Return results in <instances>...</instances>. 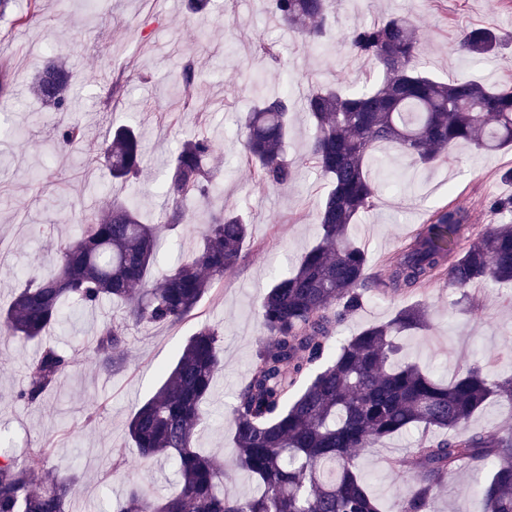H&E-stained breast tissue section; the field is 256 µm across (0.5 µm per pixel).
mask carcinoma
<instances>
[{
    "label": "carcinoma",
    "mask_w": 512,
    "mask_h": 512,
    "mask_svg": "<svg viewBox=\"0 0 512 512\" xmlns=\"http://www.w3.org/2000/svg\"><path fill=\"white\" fill-rule=\"evenodd\" d=\"M16 2L0 0V16L11 14L20 25L38 16L41 0H28L24 12L15 11ZM334 4L271 0L274 17L309 45L323 35ZM345 44L351 54L381 68L383 78L348 95L316 85L304 99L312 127L308 159L331 189L317 214L319 244L275 280L260 302L266 336L232 407L231 466L252 475L259 492L225 494L226 464L196 448L214 376L224 366L220 332L205 324L127 423L141 462L176 461V488L158 496L135 482L110 512H383L356 469V451L413 426L436 434L419 439L393 462L399 470L417 472L396 512H429L433 495L463 465L489 469L481 488L485 512H512V432L484 435L468 429L488 402L512 403V376L492 378L475 362L445 383L414 363L398 361L396 336L427 321L422 302L400 308L386 323L333 340L366 293L377 289L417 294L442 278L462 290L512 284V221L476 231L465 199L430 210L386 259L383 280L370 274L365 251L349 236L350 225L376 207L369 165L377 161L380 146H394L418 165L447 162L461 142L481 151L510 147L512 87L427 75L419 69V28L406 15L355 27ZM501 46L503 38L486 27L464 31L458 43L475 60ZM179 85L190 104L197 87L194 60L183 63ZM70 89L69 70L54 57L42 64L31 86L34 96L58 112L69 110ZM291 106L288 95L261 88L241 120L245 156L263 185L284 188L294 179L296 162L286 151ZM85 137L75 122L52 128L61 149H73ZM215 151L216 143L205 134L178 145L162 184L168 207L160 223H144L136 207L114 197L106 213L85 221L77 238L60 241L55 273L19 286L9 307L0 310V334L41 340L61 324L69 305L119 302L122 316L102 322L92 348L101 362L119 369L130 326L172 325L190 316L238 266L249 234L238 211L222 208L210 214L189 255L152 276L163 233L186 225L187 203L209 198L216 187L221 170L207 165ZM102 153L112 179L128 183L144 166L143 136L132 126L118 127L102 143ZM71 364L66 349L43 344L16 398L38 401ZM75 497L73 473L53 466L37 475L11 456L0 457V512H71Z\"/></svg>",
    "instance_id": "carcinoma-1"
}]
</instances>
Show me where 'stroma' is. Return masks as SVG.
Instances as JSON below:
<instances>
[{
  "label": "stroma",
  "instance_id": "35a3bbf8",
  "mask_svg": "<svg viewBox=\"0 0 512 512\" xmlns=\"http://www.w3.org/2000/svg\"><path fill=\"white\" fill-rule=\"evenodd\" d=\"M414 16L423 35L420 61L438 79L465 76L489 85L512 84V0H337L319 47L294 40L270 14L267 0H211L205 14L190 15L185 0H42L39 15L26 27L0 18V66L9 75L0 93V309L10 304L26 280L52 272L58 238L74 237L93 212L111 199L133 202L152 220L164 208L157 188L180 141L198 132L216 135L213 162L223 177L210 208H196L189 228L171 234L160 254L167 266L197 245L196 227L209 211L236 206L250 219L237 268L217 291L206 295L191 316L174 325L134 326L128 332V363L120 371L99 366L91 346L102 321L120 315L116 305L69 308L50 342L68 350L74 364L57 386L32 404L19 402L27 366L39 341L0 338V453L41 470L71 469L77 477L74 512H105L138 480L166 493L176 481L172 461L142 464L125 425L133 410L163 379L179 348L201 325L218 326L224 367L213 381L209 417L199 432L205 453L228 460L234 455L231 409L245 382L265 332L258 316L260 297L275 274L290 269L319 239L317 213L328 190L326 180L304 157L308 119L302 98L311 84L333 83L345 92L373 85L381 69L353 58L342 42L356 26L395 15ZM489 26L507 37L494 55L475 61L454 44L466 28ZM50 56L64 60L74 75L75 103L58 114L29 92L30 81ZM191 58L201 81L190 106L180 100L178 74ZM129 75L126 98L115 107L101 98L117 74ZM288 91L293 115L288 156L298 163L293 182L274 190L257 181L237 135L239 120L257 83ZM81 123L86 142L58 152L49 136L61 120ZM141 128L152 157L136 189L113 182L98 148L112 128ZM383 156L393 181L374 174L376 208L351 228L354 242L368 253L370 271L385 278L386 257L421 224L449 191L471 200L476 230L493 224L492 199L512 196V149L484 153L455 147L447 163L417 167L392 146ZM464 293L435 281L422 295L429 310L426 329L401 336L402 360L417 364L441 381L461 374L473 362L494 376L512 375V286L470 288L478 309L464 308ZM411 296L369 293L364 306L338 327L346 337L389 321ZM411 430L359 452L356 463L370 493L390 512L413 476L390 462L411 448ZM49 449L48 457L38 449ZM487 473L460 468L431 503V512H483L479 487Z\"/></svg>",
  "mask_w": 512,
  "mask_h": 512
}]
</instances>
